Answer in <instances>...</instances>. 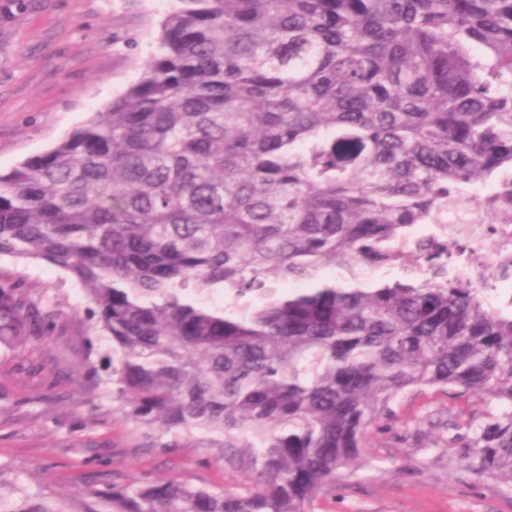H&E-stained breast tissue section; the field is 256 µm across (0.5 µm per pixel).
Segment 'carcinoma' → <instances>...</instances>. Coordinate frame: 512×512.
I'll list each match as a JSON object with an SVG mask.
<instances>
[{
	"label": "carcinoma",
	"mask_w": 512,
	"mask_h": 512,
	"mask_svg": "<svg viewBox=\"0 0 512 512\" xmlns=\"http://www.w3.org/2000/svg\"><path fill=\"white\" fill-rule=\"evenodd\" d=\"M178 2L136 81L0 174V257L83 287L146 447L233 448L257 483L114 484L84 512H311L433 388L501 406L446 448L512 487V309L443 275L447 243L400 248L512 163V0ZM394 259L432 275L360 273ZM51 317L0 284L1 348ZM4 488L0 512H68Z\"/></svg>",
	"instance_id": "1"
}]
</instances>
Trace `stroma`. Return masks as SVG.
Listing matches in <instances>:
<instances>
[{
	"mask_svg": "<svg viewBox=\"0 0 512 512\" xmlns=\"http://www.w3.org/2000/svg\"><path fill=\"white\" fill-rule=\"evenodd\" d=\"M176 0H0V173L44 152L91 119L142 72ZM53 312L44 338L0 349V473L24 495L82 512L88 490L131 477L251 489L252 475L217 449L163 454L142 446L91 371L110 345L67 273L0 259V283ZM484 405L469 396L409 393L375 430L366 461L313 512H512V488L449 461L438 443Z\"/></svg>",
	"mask_w": 512,
	"mask_h": 512,
	"instance_id": "1",
	"label": "stroma"
}]
</instances>
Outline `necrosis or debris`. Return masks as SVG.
<instances>
[{"label": "necrosis or debris", "instance_id": "1", "mask_svg": "<svg viewBox=\"0 0 512 512\" xmlns=\"http://www.w3.org/2000/svg\"><path fill=\"white\" fill-rule=\"evenodd\" d=\"M512 194V168L498 172L493 183L458 197L439 224H415L411 241L434 236L448 242L452 254L446 271L449 277L471 280L491 288L494 304L507 302L512 289V204H503V194ZM495 214V223L485 221Z\"/></svg>", "mask_w": 512, "mask_h": 512}]
</instances>
